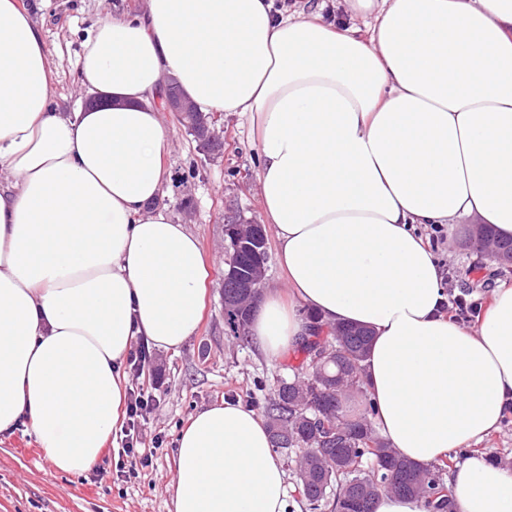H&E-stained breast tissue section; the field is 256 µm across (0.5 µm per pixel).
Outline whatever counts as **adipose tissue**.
<instances>
[{
    "mask_svg": "<svg viewBox=\"0 0 512 512\" xmlns=\"http://www.w3.org/2000/svg\"><path fill=\"white\" fill-rule=\"evenodd\" d=\"M91 101L52 107L47 51L0 0V434L29 426L51 463L95 467L124 403L135 337L195 335L208 262L156 201L168 175L162 79L209 112L248 114L287 293L250 327L278 358L296 308L369 328L364 362L391 448L430 464L497 430L512 401V285L475 326L450 319L420 225L477 217L512 236V0H149L103 19L78 60ZM173 512H285L263 416L234 402L177 438ZM456 512H512V471L451 470Z\"/></svg>",
    "mask_w": 512,
    "mask_h": 512,
    "instance_id": "obj_1",
    "label": "adipose tissue"
}]
</instances>
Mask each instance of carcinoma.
I'll return each mask as SVG.
<instances>
[{
  "instance_id": "cac0c4a2",
  "label": "carcinoma",
  "mask_w": 512,
  "mask_h": 512,
  "mask_svg": "<svg viewBox=\"0 0 512 512\" xmlns=\"http://www.w3.org/2000/svg\"><path fill=\"white\" fill-rule=\"evenodd\" d=\"M471 236L493 246L497 256L512 255V239L498 238L490 227L480 224ZM224 301L244 315L257 298L245 288H226ZM328 329L332 359L312 366L310 344L301 341L299 369L306 374L281 381L267 407L268 419L279 420L282 429L271 433L272 447L295 464L305 512H373L383 491L417 499L426 512H451L443 478L448 464L408 461L376 434V409L363 371L372 332L352 325Z\"/></svg>"
}]
</instances>
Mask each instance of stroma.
<instances>
[{"label": "stroma", "mask_w": 512, "mask_h": 512, "mask_svg": "<svg viewBox=\"0 0 512 512\" xmlns=\"http://www.w3.org/2000/svg\"><path fill=\"white\" fill-rule=\"evenodd\" d=\"M36 23L50 61L54 101L76 111L86 95L79 87L77 59L82 43L102 18L142 12L147 0H21ZM169 132V177L159 202L177 223L195 234L210 264L208 298L198 332L178 351L150 348V360L135 368L123 365L126 388H141L154 398L141 423L148 466L137 477L118 476L120 435H112L96 467L82 474L57 471L39 448L30 428L0 435V512H169L170 487L176 479V438L197 412L222 400L264 412L279 379L291 378L294 353L262 355L255 343L232 338L224 324V224L228 216L263 223L258 183L259 159L247 115H220L224 152L205 157L193 136L172 113L162 115ZM471 219H461L434 254L447 272L446 286L469 291L488 303L501 281L494 264L481 261L465 242Z\"/></svg>", "instance_id": "1"}]
</instances>
